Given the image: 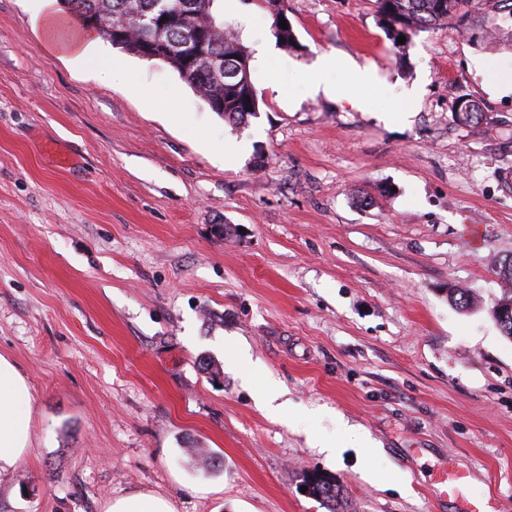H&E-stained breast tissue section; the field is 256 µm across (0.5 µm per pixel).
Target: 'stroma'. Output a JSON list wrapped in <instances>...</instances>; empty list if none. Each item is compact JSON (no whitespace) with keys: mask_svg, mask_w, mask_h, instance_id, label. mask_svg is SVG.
<instances>
[{"mask_svg":"<svg viewBox=\"0 0 512 512\" xmlns=\"http://www.w3.org/2000/svg\"><path fill=\"white\" fill-rule=\"evenodd\" d=\"M286 5L295 50L260 0L224 15L271 51L235 128L162 62L126 58L150 105L73 67L27 0H0V355L36 397L0 512L135 492L327 512L301 491L313 473L350 512H460L437 490L452 468L465 498L512 512V339L491 316L512 258V47L484 36L512 16L435 26L401 56L376 0ZM464 100L489 124L458 123ZM268 379L296 421L258 405Z\"/></svg>","mask_w":512,"mask_h":512,"instance_id":"obj_1","label":"stroma"}]
</instances>
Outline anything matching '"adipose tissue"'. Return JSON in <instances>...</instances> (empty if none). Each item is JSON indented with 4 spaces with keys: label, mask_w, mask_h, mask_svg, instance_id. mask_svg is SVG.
I'll use <instances>...</instances> for the list:
<instances>
[{
    "label": "adipose tissue",
    "mask_w": 512,
    "mask_h": 512,
    "mask_svg": "<svg viewBox=\"0 0 512 512\" xmlns=\"http://www.w3.org/2000/svg\"><path fill=\"white\" fill-rule=\"evenodd\" d=\"M55 0H32V16L44 34L58 40L63 55L80 68L94 69L103 80L113 73L124 74L125 88L136 96H144L143 86L127 73L123 62L103 55L92 33L75 26L56 10ZM34 395L27 380L8 358L0 356V468L11 466L24 457L30 446L28 413Z\"/></svg>",
    "instance_id": "adipose-tissue-1"
}]
</instances>
